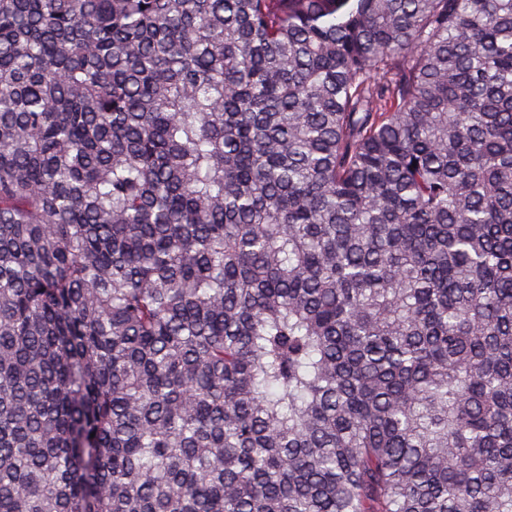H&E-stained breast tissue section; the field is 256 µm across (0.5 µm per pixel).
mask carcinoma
<instances>
[{"label":"carcinoma","instance_id":"1","mask_svg":"<svg viewBox=\"0 0 512 512\" xmlns=\"http://www.w3.org/2000/svg\"><path fill=\"white\" fill-rule=\"evenodd\" d=\"M0 512H512V0H0Z\"/></svg>","mask_w":512,"mask_h":512}]
</instances>
